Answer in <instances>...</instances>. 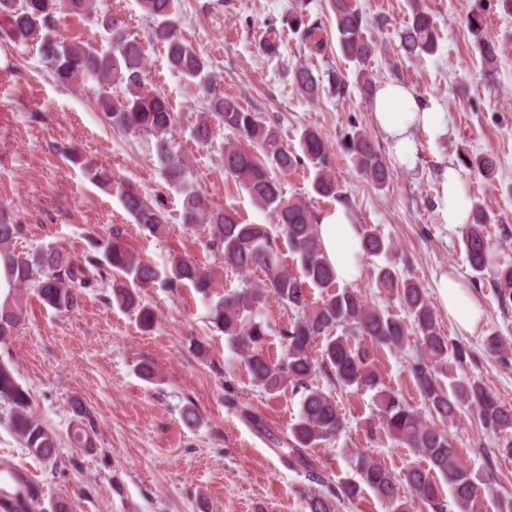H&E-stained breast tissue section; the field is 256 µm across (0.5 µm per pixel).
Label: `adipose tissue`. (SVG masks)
<instances>
[{
    "instance_id": "adipose-tissue-1",
    "label": "adipose tissue",
    "mask_w": 512,
    "mask_h": 512,
    "mask_svg": "<svg viewBox=\"0 0 512 512\" xmlns=\"http://www.w3.org/2000/svg\"><path fill=\"white\" fill-rule=\"evenodd\" d=\"M372 110L375 126L387 141L392 157L399 162L415 151V129L426 130L434 138L444 133L435 106L422 104L410 88L397 82L377 88ZM471 210L472 201L465 190L460 169L445 168L438 207L443 223L467 224ZM318 234L337 281L351 283L358 280L362 274L361 234L349 212L339 206L323 214L318 221ZM437 294L457 329L473 333L483 310L465 280L455 273L440 276Z\"/></svg>"
}]
</instances>
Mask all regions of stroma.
I'll list each match as a JSON object with an SVG mask.
<instances>
[{"label":"stroma","mask_w":512,"mask_h":512,"mask_svg":"<svg viewBox=\"0 0 512 512\" xmlns=\"http://www.w3.org/2000/svg\"><path fill=\"white\" fill-rule=\"evenodd\" d=\"M421 2L434 19L439 41L434 54L417 59L400 48L399 35L411 18L410 0H384L379 7L373 0H350L374 45L373 55L361 63L340 52L328 0H177L175 20L181 37L208 60L218 91L276 125L283 146L296 149L306 128L325 138L340 197L317 195L312 170L305 165L276 173L285 196L305 200L318 216L344 206L357 226L375 228L392 240L398 275L424 288L441 332L469 350L465 366L452 367V374L466 372L512 406V307H502L489 280H482L474 291L484 316L474 333L460 335L436 288L443 272L471 274L460 227L443 224L436 210L441 173L457 165L465 150L497 158L492 179L471 171L464 178L472 201L498 215L488 227L489 238L500 260L512 263V195L505 191L512 184V13L496 0ZM98 6L143 43L147 77L179 115L174 139L208 205L236 210L247 223L269 225L277 245H284L273 216L258 209L224 172L222 146L233 140V133L216 124L210 144L193 139L192 127L208 100L171 70L138 0H98ZM475 10L485 17L487 37L504 46L492 78L465 24ZM292 14L314 28L321 48H313L289 25ZM301 65L319 79L315 97L302 96L294 84L293 72ZM335 75L346 83L343 94L330 90ZM363 76L376 86L406 84L416 96L437 102L445 126L437 139L415 130L412 158L392 163L393 178L382 189L355 169L343 148L359 129L380 152L388 150L373 122L372 99L359 89ZM99 90L93 82L60 86L36 44H17L0 33V206L24 226L16 251L32 255L54 245L81 258L91 253V240L116 235L135 255L161 268L176 256L219 265L206 228L182 224L180 200L164 180L152 141L108 125L96 103ZM68 147L111 169L119 186L162 201L169 233L158 239L143 235L116 193L98 188L63 156ZM23 295L24 321L0 344V361L28 388L33 412L60 442L56 466L37 460L0 408V463L36 487L30 512H53L61 498L74 512H303L298 490L305 480L281 459L292 441L301 396L289 390L270 395L255 386L239 351L208 323L207 305L192 287L141 289L143 302L157 317L149 332L140 329L134 313L113 303L108 281L85 289L77 307L62 313L43 304L34 286L24 288ZM493 333L507 339L508 359L485 352L484 339ZM416 350L411 338L397 348H373L372 356L385 384L423 413L426 403L410 373ZM145 363L155 367L158 382L139 376L137 369ZM315 383L334 392L325 373H317ZM230 389L238 399L231 408L224 403ZM334 394L346 427L311 449L319 467L341 479L353 477L347 457L351 448L364 449L397 474L422 463L418 452L396 445L382 429L367 432L370 393ZM75 399L88 412L89 448L72 447L68 439L76 421ZM188 406L198 415L192 426L181 417ZM245 408L259 413L264 431H256L242 416ZM449 433L454 449L477 469L486 450L499 444L469 412Z\"/></svg>","instance_id":"stroma-1"}]
</instances>
